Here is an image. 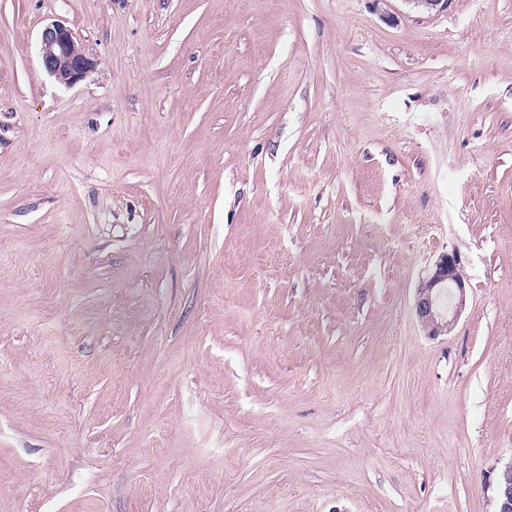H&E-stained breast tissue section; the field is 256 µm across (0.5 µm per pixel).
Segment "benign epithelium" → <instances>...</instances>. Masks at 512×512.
I'll return each instance as SVG.
<instances>
[{
  "label": "benign epithelium",
  "mask_w": 512,
  "mask_h": 512,
  "mask_svg": "<svg viewBox=\"0 0 512 512\" xmlns=\"http://www.w3.org/2000/svg\"><path fill=\"white\" fill-rule=\"evenodd\" d=\"M419 11L433 14L448 9L452 0H405ZM40 63L54 79L72 87L97 65L75 37L62 23L46 26L40 39ZM465 305V283L460 275V258L455 253L440 255L429 275L416 291L415 314L430 336L448 332ZM497 512H512V464L496 476Z\"/></svg>",
  "instance_id": "7a95c632"
}]
</instances>
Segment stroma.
Listing matches in <instances>:
<instances>
[{
	"mask_svg": "<svg viewBox=\"0 0 512 512\" xmlns=\"http://www.w3.org/2000/svg\"><path fill=\"white\" fill-rule=\"evenodd\" d=\"M391 11L0 0V512H496L512 0ZM40 63L58 83L72 87L96 67L97 59L71 29L62 23H51L41 33ZM460 258L443 253L416 291L415 314L429 336L449 332L465 305Z\"/></svg>",
	"mask_w": 512,
	"mask_h": 512,
	"instance_id": "35a3bbf8",
	"label": "stroma"
}]
</instances>
